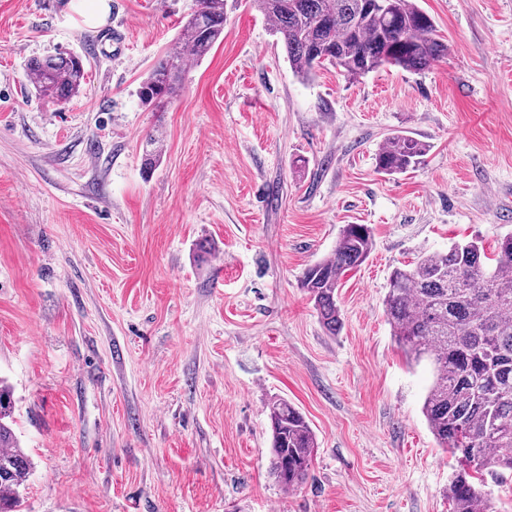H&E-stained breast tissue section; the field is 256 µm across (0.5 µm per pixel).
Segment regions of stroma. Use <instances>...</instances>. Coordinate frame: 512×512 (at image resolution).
I'll return each instance as SVG.
<instances>
[{"label":"stroma","mask_w":512,"mask_h":512,"mask_svg":"<svg viewBox=\"0 0 512 512\" xmlns=\"http://www.w3.org/2000/svg\"><path fill=\"white\" fill-rule=\"evenodd\" d=\"M448 43L429 70L304 81L248 0L161 107L138 90L196 0H0V378L33 463L22 512H449L457 468L396 344L394 268L512 233V0H417ZM77 55L61 104L26 63ZM421 164L378 172L386 138ZM158 157L145 163L147 140ZM347 224L373 250L329 335L300 284ZM212 249L198 263L200 246ZM318 448L288 491L266 406ZM69 8L78 14L88 27H98L105 23L110 10L108 0H70ZM427 145L412 136L397 133L387 138L377 155V168L385 174H403L413 169L427 152Z\"/></svg>","instance_id":"stroma-1"}]
</instances>
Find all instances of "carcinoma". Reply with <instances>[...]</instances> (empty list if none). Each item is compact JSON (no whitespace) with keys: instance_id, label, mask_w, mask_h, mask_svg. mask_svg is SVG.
<instances>
[{"instance_id":"1","label":"carcinoma","mask_w":512,"mask_h":512,"mask_svg":"<svg viewBox=\"0 0 512 512\" xmlns=\"http://www.w3.org/2000/svg\"><path fill=\"white\" fill-rule=\"evenodd\" d=\"M280 36L289 64L310 79L330 65L357 78L385 67L420 72L448 54L433 19L414 0H253ZM224 34V0H198V8L150 70L142 98L159 105L178 94L188 63L204 57ZM35 89L66 101L85 76L77 55L32 58ZM427 152L421 141L397 133L377 155L385 174L413 169ZM374 245L366 224H347L336 249L309 265L301 287L314 301L323 328L342 327L341 281L360 267ZM393 336L408 360L429 363L433 381L422 413L438 446L458 456L448 483L450 512H482L491 491L484 474L512 472V233L486 248L455 241L447 250L421 253L396 268L384 299ZM13 393L0 379V512H18L20 488L31 462L12 429ZM271 424L270 472L286 489L310 475L317 442L303 413L284 399L267 404Z\"/></svg>"}]
</instances>
